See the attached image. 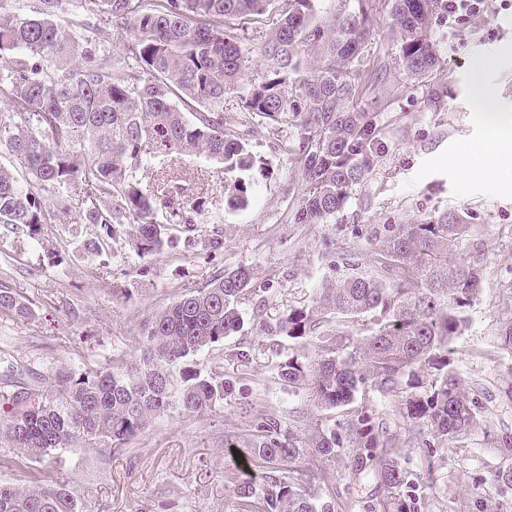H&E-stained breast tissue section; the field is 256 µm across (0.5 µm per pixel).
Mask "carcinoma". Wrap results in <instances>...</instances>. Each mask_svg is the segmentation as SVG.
I'll use <instances>...</instances> for the list:
<instances>
[{"mask_svg":"<svg viewBox=\"0 0 512 512\" xmlns=\"http://www.w3.org/2000/svg\"><path fill=\"white\" fill-rule=\"evenodd\" d=\"M101 15L132 20L122 54ZM389 18L396 62L422 80L438 73L448 0H0V146L26 178L0 166V224L42 244L41 229L71 212L67 188L84 190L82 224L99 228V253L116 228L132 225L134 248L156 254L170 227L203 222L205 201L183 177H162L144 192L137 171L177 155L224 165L226 205H248L252 183L239 173L257 159L224 121V97L239 101V124L253 133L295 130L285 145L299 164L291 223L322 224L341 211L384 148L379 115L360 102L375 22ZM241 20L256 23L249 28ZM472 225L456 212L385 228L371 269L355 264L325 281L309 309L290 308L273 336L313 341V356L292 355L278 377L340 419L315 424L299 443L285 418L269 412L231 474L244 512H340L338 491H324L325 460L371 476L365 512H420L439 451L466 443L483 386L467 388L451 367L450 345L468 325L481 287L475 264L453 260ZM252 268L238 266L184 294L143 323L139 361L63 365L39 371L8 366L0 391V442L42 460L58 449H121L174 406L207 413L223 406L233 382L194 362L243 326ZM0 314L35 315L32 304L0 288ZM397 398L409 438L388 432L356 396ZM424 449L427 470L400 463L402 448ZM512 459V430L491 438ZM308 467L286 465L300 453ZM0 512H80L63 482L0 483Z\"/></svg>","mask_w":512,"mask_h":512,"instance_id":"cac0c4a2","label":"carcinoma"}]
</instances>
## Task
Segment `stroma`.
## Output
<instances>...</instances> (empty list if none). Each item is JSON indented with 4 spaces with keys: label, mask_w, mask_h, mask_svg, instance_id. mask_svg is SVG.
<instances>
[{
    "label": "stroma",
    "mask_w": 512,
    "mask_h": 512,
    "mask_svg": "<svg viewBox=\"0 0 512 512\" xmlns=\"http://www.w3.org/2000/svg\"><path fill=\"white\" fill-rule=\"evenodd\" d=\"M447 30L440 71L419 82L397 65L388 23L375 24L368 69L380 72L389 89L373 101L384 149L328 223L289 221L299 170L281 143L292 137L288 129L280 137L247 136L261 165L248 175L256 188L239 210L225 203L222 165L202 155L179 156L173 171L194 173L193 195L206 199L220 222L196 225L190 233L175 228L162 253L138 254L126 225L103 253H89L85 245L97 228L73 221L83 209L76 183L67 189L71 214L44 225L41 244L0 227V284L36 312L29 320L0 315V356L38 368L136 358L144 321L225 269L252 267L257 290L243 306L242 331L197 358L205 370L234 381L235 393L223 407L205 415L173 409L116 452L61 449L35 462L0 447V483L67 480L81 512H239L228 481L237 451L225 447V432L234 431L238 446L246 445L253 422L276 410L305 438L319 415L306 395L289 394L278 377L280 362L305 355V348L260 334L257 322L273 323L288 308L312 306L332 262L343 255L370 268L367 227L454 211L467 214L474 226L460 256L480 267L482 289L450 358L464 384H484L491 396L482 402L468 446L447 448L431 462L420 449L407 448L400 461L412 471L434 466L421 512H471L478 500L489 512L512 505V491L498 495L495 481L512 461L486 443L487 435L512 428V402L499 394L512 381V364L497 346L512 323V165L488 175L468 169L469 152L491 141L479 98L499 113L502 129L512 131V0H485L480 13L448 22ZM480 61L485 67L477 81L473 67ZM216 231L224 236L219 254L206 244ZM242 347L252 353L245 365L235 357Z\"/></svg>",
    "instance_id": "35a3bbf8"
}]
</instances>
